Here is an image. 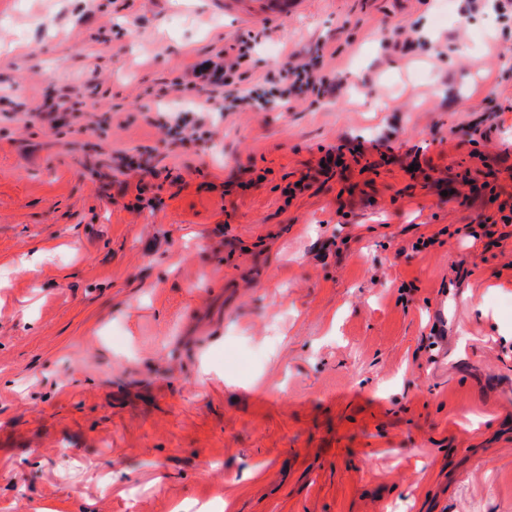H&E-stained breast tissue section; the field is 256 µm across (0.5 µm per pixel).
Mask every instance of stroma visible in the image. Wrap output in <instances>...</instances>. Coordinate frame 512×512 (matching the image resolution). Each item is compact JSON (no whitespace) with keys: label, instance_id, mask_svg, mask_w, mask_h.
<instances>
[{"label":"stroma","instance_id":"obj_1","mask_svg":"<svg viewBox=\"0 0 512 512\" xmlns=\"http://www.w3.org/2000/svg\"><path fill=\"white\" fill-rule=\"evenodd\" d=\"M248 36L243 88L319 51L340 89L150 124ZM0 512H512V23L0 0ZM157 119H151V123L165 131L167 136L175 137L177 140L200 142L211 137V129L206 127L203 118L193 120H181L175 117L174 123L171 124L165 112H157Z\"/></svg>","mask_w":512,"mask_h":512}]
</instances>
